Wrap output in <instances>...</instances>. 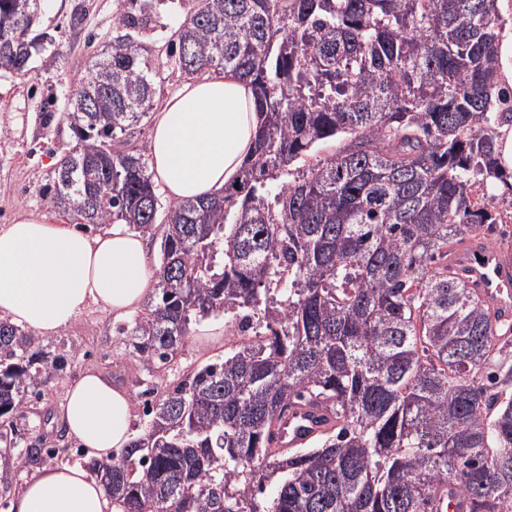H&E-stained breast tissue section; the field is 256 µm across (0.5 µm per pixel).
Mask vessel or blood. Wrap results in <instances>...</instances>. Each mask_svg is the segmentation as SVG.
I'll list each match as a JSON object with an SVG mask.
<instances>
[{"label": "vessel or blood", "instance_id": "obj_1", "mask_svg": "<svg viewBox=\"0 0 512 512\" xmlns=\"http://www.w3.org/2000/svg\"><path fill=\"white\" fill-rule=\"evenodd\" d=\"M451 263L485 301L512 312V260L506 259L499 249L476 239L458 249ZM323 414L319 407L290 411L277 431V447L285 450L297 447L324 431Z\"/></svg>", "mask_w": 512, "mask_h": 512}]
</instances>
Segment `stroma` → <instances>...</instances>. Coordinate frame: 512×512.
<instances>
[{
	"label": "stroma",
	"mask_w": 512,
	"mask_h": 512,
	"mask_svg": "<svg viewBox=\"0 0 512 512\" xmlns=\"http://www.w3.org/2000/svg\"><path fill=\"white\" fill-rule=\"evenodd\" d=\"M116 8L117 0H43L38 29L50 37L45 53L33 57L25 75H0V225L25 214L42 216L50 224L67 223V216L53 207L42 190L74 144L64 115L67 96L88 74L101 44L111 40ZM53 51L59 58L50 67L47 55ZM120 326V321L93 303L56 335L36 337V345L51 352H70L74 360L56 378L51 392L31 400L25 412L14 418L13 438L19 446L42 436L47 446H65L59 464L83 463L77 443L62 436L51 416L70 382L88 369L128 393L134 406L133 424L142 425L143 391L172 384L174 378L151 377L135 367Z\"/></svg>",
	"instance_id": "1"
}]
</instances>
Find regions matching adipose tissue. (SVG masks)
Masks as SVG:
<instances>
[{
	"mask_svg": "<svg viewBox=\"0 0 512 512\" xmlns=\"http://www.w3.org/2000/svg\"><path fill=\"white\" fill-rule=\"evenodd\" d=\"M253 91L232 74L185 82L156 116L152 170L174 200L221 195L249 156L258 125ZM156 269L142 233L125 224L88 236L33 215L0 226V318L41 336L71 324L89 303L124 318L155 292ZM86 457L105 460L130 440L129 395L84 371L58 411ZM9 512H115L111 496L80 465L42 467Z\"/></svg>",
	"mask_w": 512,
	"mask_h": 512,
	"instance_id": "1",
	"label": "adipose tissue"
}]
</instances>
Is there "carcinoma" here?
<instances>
[{"label": "carcinoma", "instance_id": "carcinoma-1", "mask_svg": "<svg viewBox=\"0 0 512 512\" xmlns=\"http://www.w3.org/2000/svg\"><path fill=\"white\" fill-rule=\"evenodd\" d=\"M148 50L118 0L112 48L75 88V144L44 192L84 228L160 239L136 366L223 314L241 339L162 391L126 448L88 463L118 512H512V320L449 263L501 220L499 0H190ZM38 0H0V63L27 72ZM230 72L260 123L224 196L161 201L131 142L157 84ZM336 152L316 158L322 146ZM61 354L0 319V440ZM329 431L272 446L292 406Z\"/></svg>", "mask_w": 512, "mask_h": 512}]
</instances>
